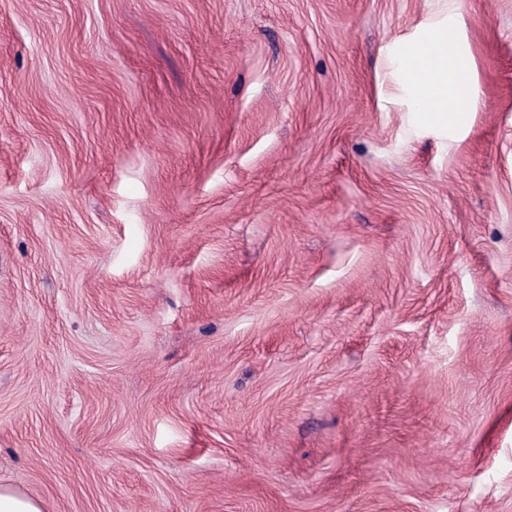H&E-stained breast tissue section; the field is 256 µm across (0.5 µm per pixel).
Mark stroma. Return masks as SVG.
Returning <instances> with one entry per match:
<instances>
[{
    "mask_svg": "<svg viewBox=\"0 0 512 512\" xmlns=\"http://www.w3.org/2000/svg\"><path fill=\"white\" fill-rule=\"evenodd\" d=\"M0 487L512 512V0H0ZM398 63L410 89L414 112L447 125L471 112L477 95L466 73L465 55L448 44L447 25L427 29L414 42L399 46Z\"/></svg>",
    "mask_w": 512,
    "mask_h": 512,
    "instance_id": "1",
    "label": "stroma"
}]
</instances>
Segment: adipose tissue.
I'll use <instances>...</instances> for the list:
<instances>
[{"instance_id": "ef3b65f1", "label": "adipose tissue", "mask_w": 512, "mask_h": 512, "mask_svg": "<svg viewBox=\"0 0 512 512\" xmlns=\"http://www.w3.org/2000/svg\"><path fill=\"white\" fill-rule=\"evenodd\" d=\"M398 63L415 111L450 125L471 111L477 95L466 73L465 55L448 41L447 26L427 29L398 49Z\"/></svg>"}]
</instances>
